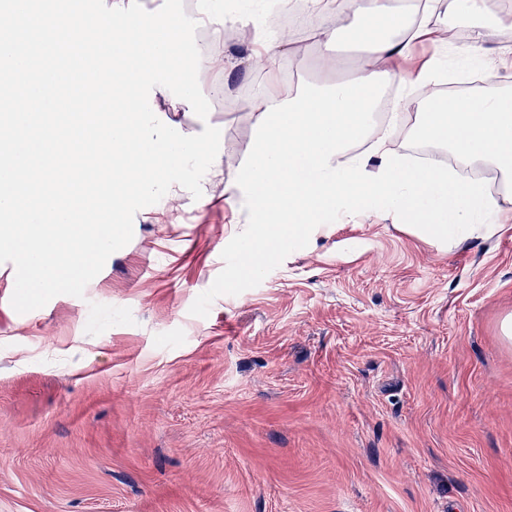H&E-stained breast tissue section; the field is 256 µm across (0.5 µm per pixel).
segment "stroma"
<instances>
[{
  "instance_id": "1",
  "label": "stroma",
  "mask_w": 512,
  "mask_h": 512,
  "mask_svg": "<svg viewBox=\"0 0 512 512\" xmlns=\"http://www.w3.org/2000/svg\"><path fill=\"white\" fill-rule=\"evenodd\" d=\"M483 27L512 90V25ZM352 13L331 83L366 48ZM240 73L210 98L238 162L253 131ZM158 218L83 297L17 313L0 263V512H512V230L449 251L394 212L285 243L227 283L239 254L221 191Z\"/></svg>"
}]
</instances>
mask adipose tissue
<instances>
[{
	"mask_svg": "<svg viewBox=\"0 0 512 512\" xmlns=\"http://www.w3.org/2000/svg\"><path fill=\"white\" fill-rule=\"evenodd\" d=\"M317 14L353 12L358 43L368 53L347 78L310 87L262 85L251 111L253 140L236 168L213 167L210 180H223L224 201L247 200L249 218L231 233L242 256L240 269L260 274L271 245L320 233L325 222L361 209L386 208L417 220L412 230L442 245L488 240L512 227V214L476 181L450 168L415 165L390 147L406 112L434 152L463 164L497 170L512 185V95L495 91L449 95L441 85L447 58L460 71L492 73L481 36L456 44L442 37L434 16L439 8L467 14L477 0H424L422 17L411 22L393 0H304ZM195 17L211 31L202 72L212 89L226 86L236 67L275 75L279 57L294 42L282 28L252 35L239 63L224 52L230 37L227 18L211 0H196ZM434 54L419 68L409 62L423 42ZM379 159L367 177L369 159Z\"/></svg>",
	"mask_w": 512,
	"mask_h": 512,
	"instance_id": "adipose-tissue-1",
	"label": "adipose tissue"
}]
</instances>
